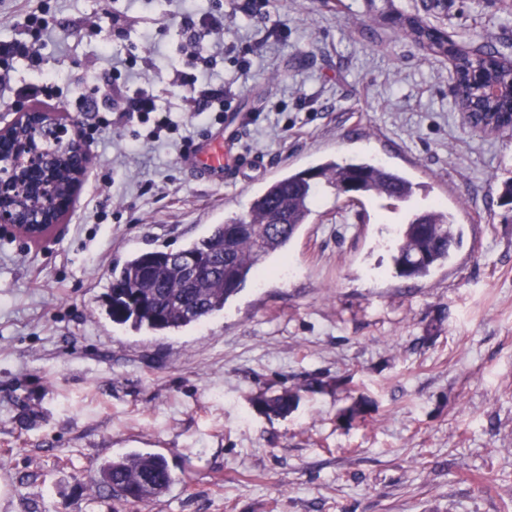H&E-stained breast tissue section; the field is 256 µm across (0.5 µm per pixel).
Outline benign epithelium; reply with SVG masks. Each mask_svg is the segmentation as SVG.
Returning <instances> with one entry per match:
<instances>
[{
  "label": "benign epithelium",
  "mask_w": 512,
  "mask_h": 512,
  "mask_svg": "<svg viewBox=\"0 0 512 512\" xmlns=\"http://www.w3.org/2000/svg\"><path fill=\"white\" fill-rule=\"evenodd\" d=\"M18 126L25 128L23 137L14 142L11 151L0 149V224H10L27 238L39 241L61 223L73 202V197L57 188L56 158L64 155L73 163L75 194L92 157L74 126L52 112L21 108L15 120L0 129V144L12 139ZM48 141L60 145L48 149Z\"/></svg>",
  "instance_id": "obj_1"
}]
</instances>
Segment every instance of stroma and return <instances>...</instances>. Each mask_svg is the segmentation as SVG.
Instances as JSON below:
<instances>
[{"instance_id": "obj_1", "label": "stroma", "mask_w": 512, "mask_h": 512, "mask_svg": "<svg viewBox=\"0 0 512 512\" xmlns=\"http://www.w3.org/2000/svg\"><path fill=\"white\" fill-rule=\"evenodd\" d=\"M184 0H0V42L49 22L38 58L0 75V128L18 107L99 122L106 79L153 94L180 125L108 128L53 235L0 224V512H512V131L469 126L454 66L420 51L369 0H195L222 17L209 67L183 50ZM463 50L512 62V0H448ZM126 59L110 74L111 57ZM247 58L240 67L238 58ZM164 58L232 110L186 112ZM58 76L53 99L20 87ZM223 131L253 159L234 180L183 151ZM369 154L420 184L411 200L348 204L325 190L276 273L176 333L112 323L114 264L179 250L244 212L272 178ZM447 206L460 244L429 276H397L387 242L410 213ZM297 391L284 417L262 394ZM133 449L175 482L130 504L95 483Z\"/></svg>"}]
</instances>
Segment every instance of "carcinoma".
<instances>
[{
    "label": "carcinoma",
    "instance_id": "cac0c4a2",
    "mask_svg": "<svg viewBox=\"0 0 512 512\" xmlns=\"http://www.w3.org/2000/svg\"><path fill=\"white\" fill-rule=\"evenodd\" d=\"M405 37L436 56L456 60L459 103L478 122L499 130L512 127V66L499 61L498 52L459 51L443 29L409 13L399 18ZM358 180L360 195L406 201L412 183L397 169L372 158L326 160L291 171L266 184L251 199L247 210L216 224L208 235L192 242L185 253L224 254V269H203L188 282L171 261L172 252L142 251L112 268L107 315L112 322L135 330L177 332L221 312L228 301L251 280L258 281L265 264L275 255L287 260L288 245L304 224L310 223L319 192ZM459 242L454 218L440 203L411 215L394 238L393 261L405 278L427 276L450 258ZM299 400L285 389L260 400L268 415L284 416ZM174 478L166 459L154 452L134 450L105 462L97 484L129 503H147L163 495Z\"/></svg>",
    "mask_w": 512,
    "mask_h": 512
}]
</instances>
